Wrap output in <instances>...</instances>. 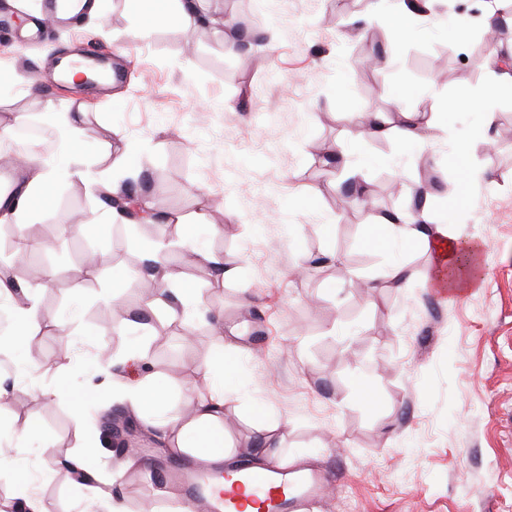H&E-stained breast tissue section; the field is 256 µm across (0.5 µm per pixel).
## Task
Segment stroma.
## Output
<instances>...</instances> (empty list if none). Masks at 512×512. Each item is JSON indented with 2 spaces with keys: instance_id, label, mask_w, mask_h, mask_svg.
I'll use <instances>...</instances> for the list:
<instances>
[{
  "instance_id": "stroma-1",
  "label": "stroma",
  "mask_w": 512,
  "mask_h": 512,
  "mask_svg": "<svg viewBox=\"0 0 512 512\" xmlns=\"http://www.w3.org/2000/svg\"><path fill=\"white\" fill-rule=\"evenodd\" d=\"M369 4L204 0L210 22L262 36L246 57L210 22L190 40L173 26L131 40L125 0H104L100 13L72 25H47L34 42L26 25L44 14L45 0H0L11 19L0 31V72L15 77L0 86V154L26 149L41 171L69 155L83 173H59L53 204L25 223L0 215V228L25 244L0 251V272L35 293L39 323L28 343L33 367L0 352V458L33 462L45 512H106L113 498L126 512H173L175 491L152 493L141 476L172 447L130 418L140 465L113 481L121 456L108 415L123 405L119 389L140 377L131 349L148 356L167 389L165 410L178 416L194 374L225 342L239 353L224 375L226 441L242 450L266 420L278 423L281 455L329 478L311 512H512V99L492 102L489 128L483 107L447 106L480 99L482 62L512 54V42L484 40L480 0H431L406 40L393 31L397 0L373 12ZM78 44L120 59L125 82L102 91L36 82ZM366 110L395 122L427 112L438 127L423 141L354 139ZM61 112L75 114L78 145ZM18 113L48 134L51 150L14 139ZM461 141L464 160L455 152ZM123 150L128 164L113 170ZM146 172L156 185L140 200L160 219H112L104 185H136ZM355 179L377 213L337 206ZM420 183L439 198L435 218L447 221L449 236L482 244L481 287L448 297L427 285L431 251L373 241L383 212L412 211L410 190ZM218 215L222 233H208ZM189 221L236 276L181 266ZM84 224L96 232H81ZM158 243L168 247L167 288L150 327L136 329L145 294L138 279L114 272L142 267ZM397 261L406 282L386 276ZM186 282L203 304L177 305L170 316L174 288ZM360 381L371 401L360 397ZM60 385L95 387L96 398L75 415L51 397ZM30 421L46 443L21 439ZM85 429L97 432L100 450L93 490L81 498L73 483L82 474L70 462Z\"/></svg>"
}]
</instances>
